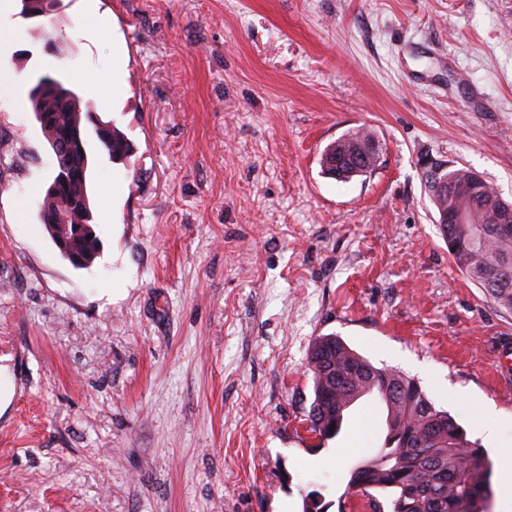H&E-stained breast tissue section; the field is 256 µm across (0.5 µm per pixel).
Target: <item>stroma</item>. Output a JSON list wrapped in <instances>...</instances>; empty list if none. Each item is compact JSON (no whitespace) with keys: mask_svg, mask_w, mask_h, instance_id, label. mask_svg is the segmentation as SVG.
Segmentation results:
<instances>
[{"mask_svg":"<svg viewBox=\"0 0 512 512\" xmlns=\"http://www.w3.org/2000/svg\"><path fill=\"white\" fill-rule=\"evenodd\" d=\"M80 0L11 18L0 55V512H339L386 435L363 399L309 429V350L339 336L419 382L512 473V311L448 254L416 156L512 201V0ZM61 51H45L47 38ZM50 76L133 152L88 141L99 255L37 218L53 159L31 105ZM374 171L322 174L359 127ZM498 413L489 425L484 412Z\"/></svg>","mask_w":512,"mask_h":512,"instance_id":"35a3bbf8","label":"stroma"}]
</instances>
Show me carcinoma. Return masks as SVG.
Instances as JSON below:
<instances>
[{
  "mask_svg": "<svg viewBox=\"0 0 512 512\" xmlns=\"http://www.w3.org/2000/svg\"><path fill=\"white\" fill-rule=\"evenodd\" d=\"M34 115L43 117L40 128L45 139L71 138L75 113L85 121L82 145L92 133L114 161L129 157L131 144L117 126L100 134L91 120L94 110L82 106L81 98L30 97ZM375 137L361 127L345 133L321 156L324 172L339 181L376 166ZM448 188L430 189L426 195L437 211L456 210L468 216L466 224H450L448 253L457 266L483 288L498 307L512 311V235L496 231L512 202L480 174L452 165ZM69 193L76 202L90 199L87 176L69 177ZM58 204L43 196L39 223L50 237L62 234L76 255L99 254L93 236L91 208L71 211L69 227L56 219ZM313 375L314 402L309 412L310 430L331 439L341 431L336 423L347 407L363 392L375 393L385 405L387 434L369 458L350 470V483L364 491L388 494L391 512H483L490 497V464L481 449L467 439L464 430L438 409L419 383L402 373L379 368L360 357L336 336H320L309 353Z\"/></svg>",
  "mask_w": 512,
  "mask_h": 512,
  "instance_id": "cac0c4a2",
  "label": "carcinoma"
}]
</instances>
